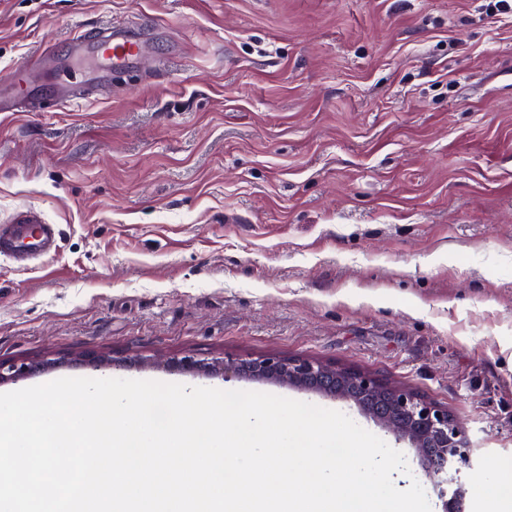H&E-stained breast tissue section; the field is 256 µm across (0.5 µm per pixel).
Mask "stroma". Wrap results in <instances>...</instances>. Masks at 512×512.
Here are the masks:
<instances>
[{
	"label": "stroma",
	"instance_id": "obj_1",
	"mask_svg": "<svg viewBox=\"0 0 512 512\" xmlns=\"http://www.w3.org/2000/svg\"><path fill=\"white\" fill-rule=\"evenodd\" d=\"M490 0H0V72L76 27L149 31L150 59L79 104L0 115V223L34 207L55 254L0 258V393L63 377L270 393L173 358H310L448 408L476 469L512 471V15ZM166 58L165 69L153 57ZM113 359L103 371L91 354Z\"/></svg>",
	"mask_w": 512,
	"mask_h": 512
}]
</instances>
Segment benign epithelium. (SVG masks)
<instances>
[{
	"label": "benign epithelium",
	"mask_w": 512,
	"mask_h": 512,
	"mask_svg": "<svg viewBox=\"0 0 512 512\" xmlns=\"http://www.w3.org/2000/svg\"><path fill=\"white\" fill-rule=\"evenodd\" d=\"M178 365L192 371H220L224 376L270 379L304 387L354 403L376 424L407 439L416 448L434 479L442 500L453 493L462 501L466 494L460 472L471 465V450L465 432L448 409L413 390L384 382L377 377L321 361L265 356L222 358L201 362L190 357ZM37 369L27 362H0V382L7 376L26 375Z\"/></svg>",
	"instance_id": "obj_1"
}]
</instances>
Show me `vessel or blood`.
<instances>
[{
  "instance_id": "1",
  "label": "vessel or blood",
  "mask_w": 512,
  "mask_h": 512,
  "mask_svg": "<svg viewBox=\"0 0 512 512\" xmlns=\"http://www.w3.org/2000/svg\"><path fill=\"white\" fill-rule=\"evenodd\" d=\"M71 49L76 57H92L100 63L97 80L80 85H59L58 96L73 103L108 96L112 73L138 68L146 57L142 34L124 25L111 27L104 33L78 34L71 41ZM40 88L39 77L31 66L24 64L1 74L0 112L29 111L40 97ZM57 241L56 225L46 223L34 210L19 212L8 223L0 224V256L21 265L54 252Z\"/></svg>"
}]
</instances>
